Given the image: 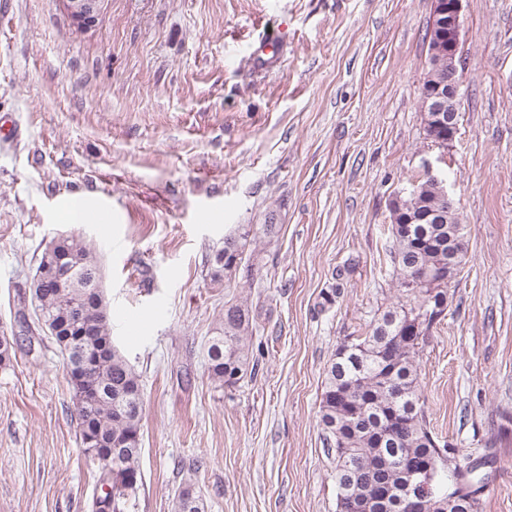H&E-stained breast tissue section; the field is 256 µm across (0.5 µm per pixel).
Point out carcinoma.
<instances>
[{"label": "carcinoma", "instance_id": "cac0c4a2", "mask_svg": "<svg viewBox=\"0 0 512 512\" xmlns=\"http://www.w3.org/2000/svg\"><path fill=\"white\" fill-rule=\"evenodd\" d=\"M419 193L405 200L411 208L440 205L430 179L418 180ZM453 226L461 229L443 244L423 240L390 224L389 257L395 275L398 302L352 337L346 352L327 367L321 394L319 418L327 453L334 455L335 468L346 469L354 482L357 508L373 512L367 503L384 480L397 487L403 469L432 467V492L448 495V442L439 443L432 433L421 400L418 358L436 322L419 323L414 333L413 311L426 306L430 295L448 294L464 264L467 240L455 211L449 212ZM277 224H243L224 237V248L215 256L213 276L237 270L247 248L257 237L272 238ZM69 256L74 271L67 276L59 266V255ZM43 277L40 310L44 325L65 315L86 328L87 336L69 345L64 337H53L73 389L84 449L116 448L118 462L99 468L103 494L93 501V512H123L127 499L138 488L144 393L141 376L121 350L112 345L110 318L105 297L92 299L101 275L96 254L80 237L71 235L56 251L41 256ZM256 325L252 309L243 303L224 304V316L216 335L208 343L207 370L211 379L226 385L237 383L257 363L251 362L250 346ZM97 361L81 376L71 366L84 349ZM175 512H204L200 497L191 487L179 490Z\"/></svg>", "mask_w": 512, "mask_h": 512}]
</instances>
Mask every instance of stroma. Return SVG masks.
<instances>
[{"mask_svg":"<svg viewBox=\"0 0 512 512\" xmlns=\"http://www.w3.org/2000/svg\"><path fill=\"white\" fill-rule=\"evenodd\" d=\"M432 0H0V332H21L46 245L95 249L112 336L140 374L141 480L125 512H336L319 404L337 347L397 301L389 202L436 163L423 126ZM275 55L258 59L256 47ZM459 134L443 166L468 251L420 356L430 427L490 448L480 512H512V0H465ZM96 198L108 224H64ZM243 224H276L214 280ZM352 270L336 302L320 293ZM256 316L255 374L209 378L224 305ZM98 466L50 338L0 367V512H91ZM73 22L79 29L93 27L105 0H61Z\"/></svg>","mask_w":512,"mask_h":512,"instance_id":"1","label":"stroma"}]
</instances>
